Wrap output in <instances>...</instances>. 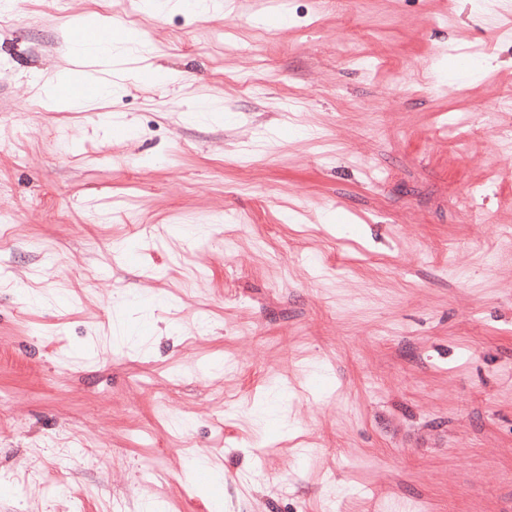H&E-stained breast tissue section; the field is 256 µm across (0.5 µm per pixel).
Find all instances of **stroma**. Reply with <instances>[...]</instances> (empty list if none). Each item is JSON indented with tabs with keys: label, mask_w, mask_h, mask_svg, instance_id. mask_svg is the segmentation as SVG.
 Returning <instances> with one entry per match:
<instances>
[{
	"label": "stroma",
	"mask_w": 512,
	"mask_h": 512,
	"mask_svg": "<svg viewBox=\"0 0 512 512\" xmlns=\"http://www.w3.org/2000/svg\"><path fill=\"white\" fill-rule=\"evenodd\" d=\"M221 2L0 9V512H512V0ZM117 48L111 43L102 41L99 33L95 28L87 27L82 34L81 42L75 48L74 54L82 55L89 52H94L99 55H112Z\"/></svg>",
	"instance_id": "1"
}]
</instances>
